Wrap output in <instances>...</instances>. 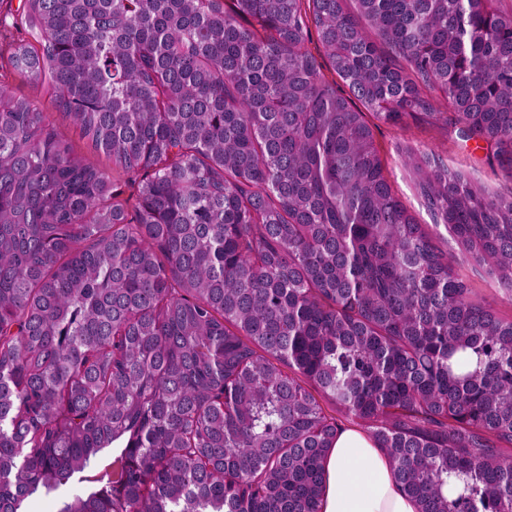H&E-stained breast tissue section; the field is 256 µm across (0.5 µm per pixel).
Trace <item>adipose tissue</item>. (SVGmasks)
<instances>
[{"label":"adipose tissue","instance_id":"obj_1","mask_svg":"<svg viewBox=\"0 0 512 512\" xmlns=\"http://www.w3.org/2000/svg\"><path fill=\"white\" fill-rule=\"evenodd\" d=\"M320 512H419L395 481L392 464L361 428H341L325 466Z\"/></svg>","mask_w":512,"mask_h":512}]
</instances>
